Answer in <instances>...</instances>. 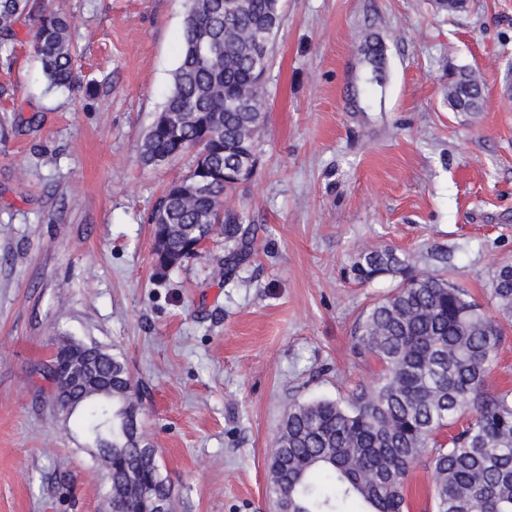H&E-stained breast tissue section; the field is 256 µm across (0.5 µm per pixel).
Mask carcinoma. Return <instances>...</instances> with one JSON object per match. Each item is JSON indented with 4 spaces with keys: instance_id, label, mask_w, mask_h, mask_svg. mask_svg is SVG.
<instances>
[{
    "instance_id": "cac0c4a2",
    "label": "carcinoma",
    "mask_w": 512,
    "mask_h": 512,
    "mask_svg": "<svg viewBox=\"0 0 512 512\" xmlns=\"http://www.w3.org/2000/svg\"><path fill=\"white\" fill-rule=\"evenodd\" d=\"M23 17L36 19L33 46L49 86L72 89L71 21L45 0H0V37L15 36ZM282 20L281 0H188L180 61L158 118L144 134L142 165L159 166L194 153L190 173L159 198L153 222L155 268L164 276L196 257L193 244L224 238V277L234 278L252 255L259 226L242 209L224 207L239 192L242 165L259 164L264 124V75ZM362 82L347 93L367 112L383 92L385 44L368 33L358 48ZM448 102L475 112L483 85L461 73L448 85ZM400 278L374 302L354 332L358 353L380 365L377 382L346 399L292 405L268 458V493L277 512H409L406 485L428 460L433 512H512V389L492 390L489 377L512 322V265L491 280L490 313L439 271H417L390 247L367 248L349 266L348 279L365 285ZM44 367L55 369L76 353L75 367L94 385L81 400L59 408L84 411L88 433L112 408V455L106 487L121 512H147L150 501H172L157 449L143 434L139 387L120 352L65 336ZM467 417L444 443L438 436Z\"/></svg>"
}]
</instances>
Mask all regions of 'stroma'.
Returning <instances> with one entry per match:
<instances>
[{
	"instance_id": "35a3bbf8",
	"label": "stroma",
	"mask_w": 512,
	"mask_h": 512,
	"mask_svg": "<svg viewBox=\"0 0 512 512\" xmlns=\"http://www.w3.org/2000/svg\"><path fill=\"white\" fill-rule=\"evenodd\" d=\"M433 2L283 0L260 164L234 200L261 227L257 253L229 282L221 239L164 277L152 254L155 204L192 164L139 161L185 0H52L72 22L70 92L43 76L29 19L0 43V512H108L105 462L40 392L58 336L124 354L175 512H274L266 460L288 408L377 371L354 327L398 281H349L362 248L428 269L445 251L448 278L493 308L512 265V0ZM369 29L387 84L362 114L345 91ZM461 69L482 79L483 111L449 106Z\"/></svg>"
}]
</instances>
